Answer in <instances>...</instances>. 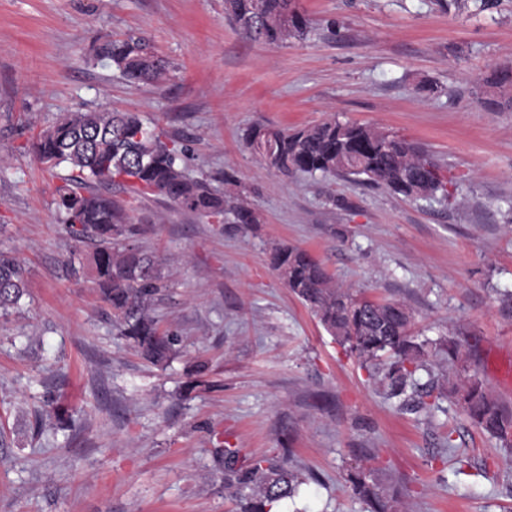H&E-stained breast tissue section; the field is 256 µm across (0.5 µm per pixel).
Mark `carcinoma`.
Segmentation results:
<instances>
[{"label":"carcinoma","mask_w":512,"mask_h":512,"mask_svg":"<svg viewBox=\"0 0 512 512\" xmlns=\"http://www.w3.org/2000/svg\"><path fill=\"white\" fill-rule=\"evenodd\" d=\"M224 11L253 40L286 43L304 40L311 32L295 0H224ZM101 54L130 84L156 82L165 70L140 36L110 40ZM504 72L493 71L485 83L496 89L497 107L512 109V78ZM244 142L263 165L283 174L353 177L404 197L421 191L448 194L447 181L426 150L375 127L336 119L293 131L259 126L245 133ZM30 151L49 168L70 166L57 189L62 230L90 249L95 283L111 310L113 327L144 359L166 367L177 350L176 340L160 328L155 314L168 288L162 260L134 242L140 230L131 224L116 193L160 196L174 210L211 224H224L229 218L235 224H257V211L234 202L208 176L190 175L185 146L166 140L163 131L143 122L136 112L102 108L67 113L38 134ZM271 265L386 399L396 401L402 410L428 411L425 398L438 385L421 382V372H430L429 358L441 355L448 362V397L475 427L512 452V411L490 393L478 372L470 371L454 337L432 340L419 335L404 304L336 286L303 249L277 247ZM25 288L20 261L0 252L1 314L19 303ZM223 455L224 487L239 503L240 512H271L272 504L292 496L300 482L285 458L260 457L245 463L235 448L223 449ZM348 481L368 512H388L387 494L364 467L351 471Z\"/></svg>","instance_id":"cac0c4a2"}]
</instances>
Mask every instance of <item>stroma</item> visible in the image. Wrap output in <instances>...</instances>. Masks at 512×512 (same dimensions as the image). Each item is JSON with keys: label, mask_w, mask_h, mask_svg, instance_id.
Segmentation results:
<instances>
[{"label": "stroma", "mask_w": 512, "mask_h": 512, "mask_svg": "<svg viewBox=\"0 0 512 512\" xmlns=\"http://www.w3.org/2000/svg\"><path fill=\"white\" fill-rule=\"evenodd\" d=\"M297 4L309 38L268 44L224 0H0V251L27 284L0 317V512H237L225 447L302 474L276 512H365L347 482L359 465L391 512H512V453L448 397L429 416L384 399L269 264L273 247H299L339 285L404 302L416 331L457 334L512 409V110L476 95L512 65V0L477 16L437 0ZM128 34L169 62L162 82L129 84L96 56ZM101 107L155 122L191 175L232 177L226 192L245 187L260 215L210 224L134 201L170 284L156 314L179 355L164 369L113 330L87 247L60 227L69 167L23 150L61 113ZM333 117L424 146L447 196L282 175L242 140Z\"/></svg>", "instance_id": "obj_1"}]
</instances>
